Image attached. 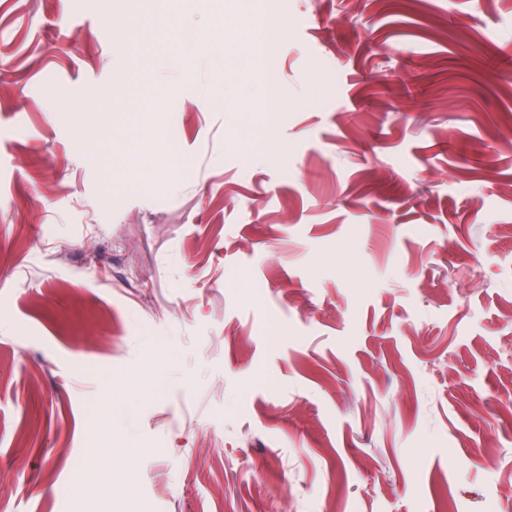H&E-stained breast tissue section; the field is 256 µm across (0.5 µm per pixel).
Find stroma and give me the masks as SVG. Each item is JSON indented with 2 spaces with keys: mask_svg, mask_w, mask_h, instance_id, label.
<instances>
[{
  "mask_svg": "<svg viewBox=\"0 0 512 512\" xmlns=\"http://www.w3.org/2000/svg\"><path fill=\"white\" fill-rule=\"evenodd\" d=\"M108 383L154 512H512V0H0V512Z\"/></svg>",
  "mask_w": 512,
  "mask_h": 512,
  "instance_id": "stroma-1",
  "label": "stroma"
}]
</instances>
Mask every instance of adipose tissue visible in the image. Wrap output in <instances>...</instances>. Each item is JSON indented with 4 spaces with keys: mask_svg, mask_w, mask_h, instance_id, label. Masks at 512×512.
<instances>
[{
    "mask_svg": "<svg viewBox=\"0 0 512 512\" xmlns=\"http://www.w3.org/2000/svg\"><path fill=\"white\" fill-rule=\"evenodd\" d=\"M148 448H94L89 463L72 480V512H84V494L94 487L128 484L135 478L141 462L151 456Z\"/></svg>",
    "mask_w": 512,
    "mask_h": 512,
    "instance_id": "1",
    "label": "adipose tissue"
}]
</instances>
